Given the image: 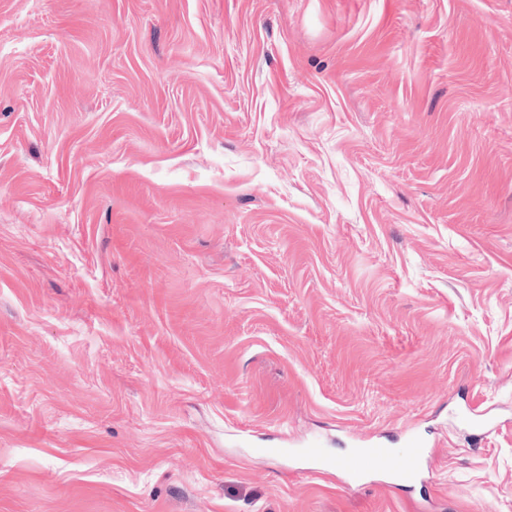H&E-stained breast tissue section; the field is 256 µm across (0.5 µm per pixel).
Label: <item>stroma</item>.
<instances>
[{
  "instance_id": "stroma-1",
  "label": "stroma",
  "mask_w": 512,
  "mask_h": 512,
  "mask_svg": "<svg viewBox=\"0 0 512 512\" xmlns=\"http://www.w3.org/2000/svg\"><path fill=\"white\" fill-rule=\"evenodd\" d=\"M0 512H512V0H0Z\"/></svg>"
}]
</instances>
